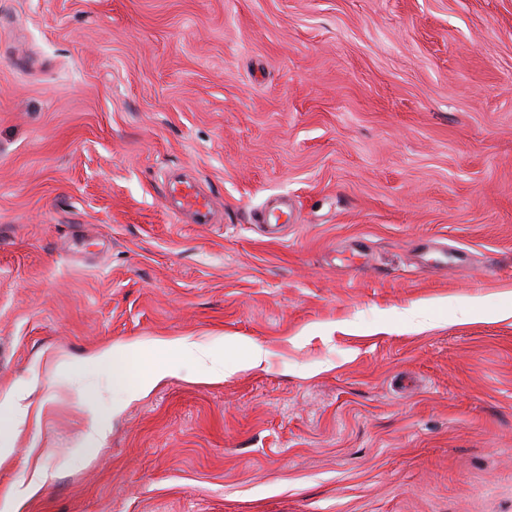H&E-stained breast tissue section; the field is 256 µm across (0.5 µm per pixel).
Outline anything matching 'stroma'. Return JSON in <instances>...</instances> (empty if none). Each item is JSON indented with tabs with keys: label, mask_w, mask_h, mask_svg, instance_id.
Instances as JSON below:
<instances>
[{
	"label": "stroma",
	"mask_w": 512,
	"mask_h": 512,
	"mask_svg": "<svg viewBox=\"0 0 512 512\" xmlns=\"http://www.w3.org/2000/svg\"><path fill=\"white\" fill-rule=\"evenodd\" d=\"M17 388L0 512H512V0H0ZM169 196L179 198V209L174 212L178 220H180L181 212H185L195 216L194 224L212 223L213 213L207 196L193 180L184 179L174 181L170 185ZM191 344L184 339L155 338L133 344H113L90 356L92 361L111 362L116 357L132 360L139 375V389L146 392L171 375L172 360ZM28 396L29 394L26 389H17L6 396L4 401L0 403V410H2V406L9 410L15 426L24 423L29 415L30 404L25 403Z\"/></svg>",
	"instance_id": "1"
}]
</instances>
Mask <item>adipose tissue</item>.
<instances>
[{"label": "adipose tissue", "mask_w": 512, "mask_h": 512, "mask_svg": "<svg viewBox=\"0 0 512 512\" xmlns=\"http://www.w3.org/2000/svg\"><path fill=\"white\" fill-rule=\"evenodd\" d=\"M188 347V342L183 339L155 338L146 342L115 344L99 349L92 359L96 362H109L117 357L132 360L139 375V389L146 392L171 375L173 358Z\"/></svg>", "instance_id": "1"}]
</instances>
